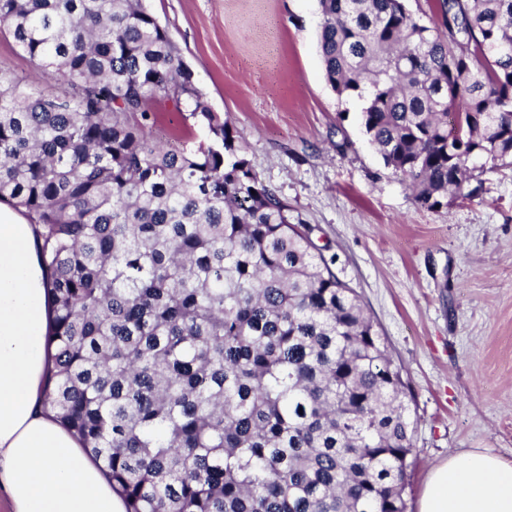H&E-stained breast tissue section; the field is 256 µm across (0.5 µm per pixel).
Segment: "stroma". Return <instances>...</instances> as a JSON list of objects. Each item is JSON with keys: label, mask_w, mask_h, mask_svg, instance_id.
I'll list each match as a JSON object with an SVG mask.
<instances>
[{"label": "stroma", "mask_w": 512, "mask_h": 512, "mask_svg": "<svg viewBox=\"0 0 512 512\" xmlns=\"http://www.w3.org/2000/svg\"><path fill=\"white\" fill-rule=\"evenodd\" d=\"M145 4L401 364L414 420L406 512L450 455L481 448L512 461V165L484 172L473 198L418 206L364 138L361 101L338 100L325 81L317 0ZM0 74L56 88L4 30ZM151 110L146 131L168 146L208 136L185 107Z\"/></svg>", "instance_id": "1"}]
</instances>
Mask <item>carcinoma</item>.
<instances>
[{"label":"carcinoma","mask_w":512,"mask_h":512,"mask_svg":"<svg viewBox=\"0 0 512 512\" xmlns=\"http://www.w3.org/2000/svg\"><path fill=\"white\" fill-rule=\"evenodd\" d=\"M340 99L416 204L512 165V0H319ZM0 202L42 228L47 405L126 512H405L407 384L142 0H0ZM174 100L206 141L145 133ZM462 119L450 139L448 118ZM0 74L23 79L29 86L39 91L57 90L53 82L39 79L37 70L29 58L14 43L6 30L0 31Z\"/></svg>","instance_id":"cac0c4a2"}]
</instances>
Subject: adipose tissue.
Listing matches in <instances>:
<instances>
[{
    "instance_id": "1",
    "label": "adipose tissue",
    "mask_w": 512,
    "mask_h": 512,
    "mask_svg": "<svg viewBox=\"0 0 512 512\" xmlns=\"http://www.w3.org/2000/svg\"><path fill=\"white\" fill-rule=\"evenodd\" d=\"M37 225L0 205V490L12 512H126L46 404L50 315ZM418 512H512V462L486 450L433 467Z\"/></svg>"
}]
</instances>
